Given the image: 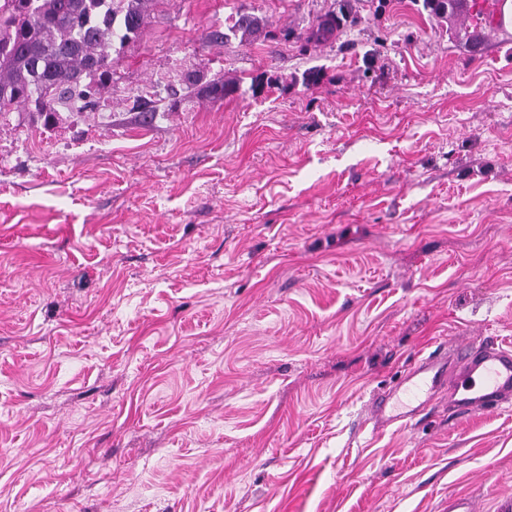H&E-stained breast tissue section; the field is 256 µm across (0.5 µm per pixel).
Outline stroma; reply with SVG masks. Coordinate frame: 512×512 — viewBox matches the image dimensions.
I'll return each instance as SVG.
<instances>
[{"instance_id":"35a3bbf8","label":"stroma","mask_w":512,"mask_h":512,"mask_svg":"<svg viewBox=\"0 0 512 512\" xmlns=\"http://www.w3.org/2000/svg\"><path fill=\"white\" fill-rule=\"evenodd\" d=\"M338 3L156 0L99 110L0 124V512H512V410L370 405L512 346V25ZM266 27V20L262 16L251 12L238 11L228 31L237 36L240 34L241 41H251L259 36Z\"/></svg>"}]
</instances>
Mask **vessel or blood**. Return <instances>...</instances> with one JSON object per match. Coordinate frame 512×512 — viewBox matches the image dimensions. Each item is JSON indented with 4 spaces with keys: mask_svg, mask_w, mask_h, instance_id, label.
<instances>
[{
    "mask_svg": "<svg viewBox=\"0 0 512 512\" xmlns=\"http://www.w3.org/2000/svg\"><path fill=\"white\" fill-rule=\"evenodd\" d=\"M442 392L459 418L512 407V347L491 340L453 348L439 343L373 395L374 422L380 428L412 426Z\"/></svg>",
    "mask_w": 512,
    "mask_h": 512,
    "instance_id": "obj_1",
    "label": "vessel or blood"
}]
</instances>
